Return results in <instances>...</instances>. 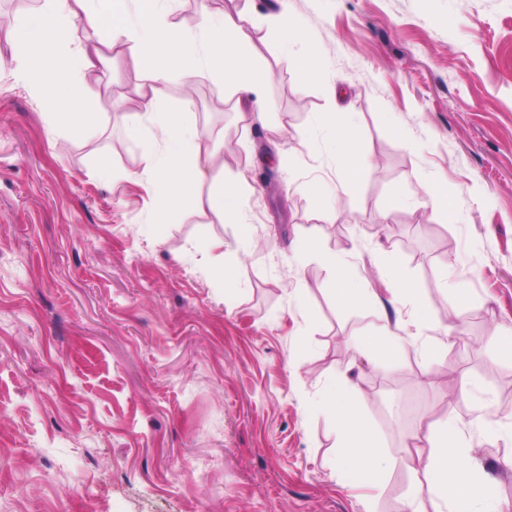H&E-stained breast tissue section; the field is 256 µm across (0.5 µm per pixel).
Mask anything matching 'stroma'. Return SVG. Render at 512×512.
<instances>
[{
  "label": "stroma",
  "mask_w": 512,
  "mask_h": 512,
  "mask_svg": "<svg viewBox=\"0 0 512 512\" xmlns=\"http://www.w3.org/2000/svg\"><path fill=\"white\" fill-rule=\"evenodd\" d=\"M43 3L0 0V512H400L417 437L447 407L471 414L452 395L459 369L512 416V358L494 336L512 331V0H211L249 14L269 107L252 120L195 79L214 161L175 224L151 223L147 162L125 140L149 85L129 46L101 71L91 139L63 135L16 74L5 34ZM284 6L322 78L281 52ZM342 90L373 167L351 193L325 141L307 139ZM238 176L253 188L242 226L207 204L209 183ZM431 181L454 222L425 206ZM395 195L404 205L386 210ZM307 240L351 261L370 306L336 308ZM391 257L429 304L424 338L462 314L464 345L430 385L416 347L376 363L349 341L393 315ZM339 374L398 461L371 504L343 486L313 408ZM464 435L512 512V440Z\"/></svg>",
  "instance_id": "35a3bbf8"
}]
</instances>
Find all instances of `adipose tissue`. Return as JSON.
<instances>
[{
	"label": "adipose tissue",
	"instance_id": "obj_1",
	"mask_svg": "<svg viewBox=\"0 0 512 512\" xmlns=\"http://www.w3.org/2000/svg\"><path fill=\"white\" fill-rule=\"evenodd\" d=\"M173 3L46 0L44 8L22 19L21 39L13 56L18 73L31 88L53 89L46 106L58 127L69 135H90L103 125L97 76L101 51L114 48L121 37L131 42L151 86L141 99L139 113L127 124V136L150 162L160 200L158 219L164 223L176 222L185 204L194 199L212 156L202 150L208 133L192 121L190 100L160 99V86L173 81L187 85L207 76L254 112H263L266 107L262 94L264 70L243 33L246 16L228 17L214 11L209 0H199L197 25L187 29L173 20ZM83 22L96 31L97 44L81 41L79 25ZM279 39L290 51L289 62L310 78L322 77L317 46L285 15L280 18ZM319 124L331 127L334 133L332 146L342 173L340 190H354L368 169L358 148L355 124L348 118L334 123L326 115L321 116ZM243 199L241 183L227 181L212 187L208 205L225 223L241 224L245 221ZM324 262L333 277L332 295L337 307L357 308L370 301V289L346 257L328 254ZM389 277L394 299L409 302L414 313L380 324L364 337L362 350L378 360L392 359L405 345L412 344L428 365L438 364L443 352L456 344L455 325L445 327L437 344L421 341L416 314L426 303L400 268L390 266ZM321 407L336 430V470L340 478L350 485L382 489L395 462L368 423L356 384L346 376H337L325 386ZM425 441L428 451L420 459L423 479L416 482L406 501L408 512H425L424 502L429 497L445 502L448 512H499L492 491L495 479L464 445L462 423L454 412H447Z\"/></svg>",
	"mask_w": 512,
	"mask_h": 512
}]
</instances>
